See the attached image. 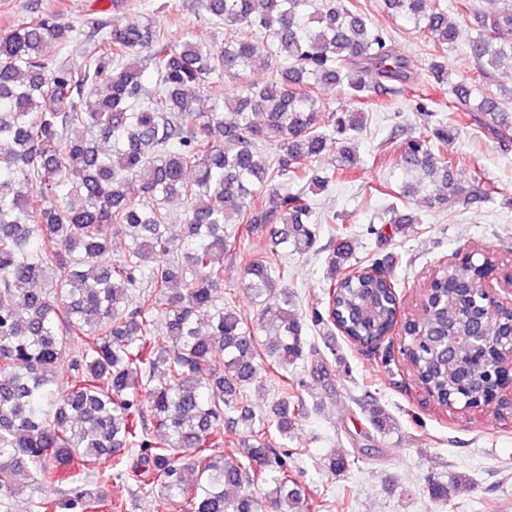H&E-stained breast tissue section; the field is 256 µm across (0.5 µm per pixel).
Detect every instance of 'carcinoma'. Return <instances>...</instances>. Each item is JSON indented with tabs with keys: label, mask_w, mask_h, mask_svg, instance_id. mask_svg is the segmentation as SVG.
<instances>
[{
	"label": "carcinoma",
	"mask_w": 512,
	"mask_h": 512,
	"mask_svg": "<svg viewBox=\"0 0 512 512\" xmlns=\"http://www.w3.org/2000/svg\"><path fill=\"white\" fill-rule=\"evenodd\" d=\"M224 26V45L202 37L173 44L150 19L102 24L98 48L79 62L48 63L43 48L72 39L55 14L34 16L0 36V506L28 487L33 512H93L103 484L127 476L157 486L153 512H313L314 501L267 440L288 438L304 414L284 395L256 415L248 391L261 355L276 370L306 357L307 321L347 339L392 329L397 283L376 273L330 277L328 316H305L288 288V254L315 245L314 197L355 176L358 135L370 98L410 89L413 72L391 35L360 0H196ZM384 10L424 35L432 84L457 117L505 147L512 142V5L493 12L461 0L474 26L466 39L478 81L448 74V49L463 31L428 0H383ZM240 26L258 40L233 35ZM261 58L266 81L247 79ZM155 85H145L147 68ZM217 75L236 93L200 112L195 102ZM349 91L356 107L326 114V95ZM456 125L406 137L399 165L414 178L403 199L430 208H474L499 193L454 178ZM283 146L266 151L268 143ZM336 165L318 167L328 147ZM183 200L179 252L170 249L168 208ZM403 233L419 218L389 207ZM352 229L339 228L328 265L351 256ZM123 251L110 258L113 243ZM258 249L243 288L257 306L249 321L224 294V257ZM450 263L427 283L407 354L413 373L444 400L464 402L459 380L485 379L465 350L439 358L431 340L446 317L448 284L478 265ZM207 331L201 330L200 317ZM224 368L212 367L215 349ZM68 364L70 378L56 373ZM248 434L240 457L217 451L224 423ZM425 493L448 507V483Z\"/></svg>",
	"instance_id": "cac0c4a2"
}]
</instances>
